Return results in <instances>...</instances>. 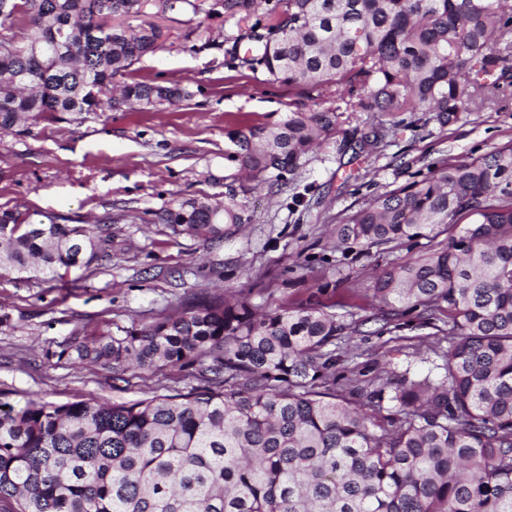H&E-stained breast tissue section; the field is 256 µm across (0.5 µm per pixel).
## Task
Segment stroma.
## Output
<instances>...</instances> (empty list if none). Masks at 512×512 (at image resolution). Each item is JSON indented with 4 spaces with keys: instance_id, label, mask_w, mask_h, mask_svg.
I'll return each instance as SVG.
<instances>
[{
    "instance_id": "35a3bbf8",
    "label": "stroma",
    "mask_w": 512,
    "mask_h": 512,
    "mask_svg": "<svg viewBox=\"0 0 512 512\" xmlns=\"http://www.w3.org/2000/svg\"><path fill=\"white\" fill-rule=\"evenodd\" d=\"M125 17L150 20L162 47L134 66L135 77L187 88L192 97L166 112H86L42 119L22 131H0V210L57 216L69 225L96 224L104 240L90 264L59 269L55 280L13 272L0 278V394L16 407L98 398L138 400L172 387L188 391L198 376L163 368L141 378L58 358L59 343L106 326H139L205 297L239 294L262 311L327 306L345 330L336 339L337 369L361 385L386 374L435 373L448 350V326L420 325L415 315L388 318L372 297L374 278L410 262L431 243L362 252L336 246L330 229L358 203L426 175L430 167L476 157L512 142V90L506 107L460 113L440 126L394 123L388 113H356L322 144L280 191L239 194L250 221L214 241L176 234L156 215L180 198L223 197L242 184L232 161L231 130L274 126L318 102L299 87L227 62L225 33H247L249 21L211 19L191 31L187 13ZM192 40H185V33ZM392 125L389 146L349 161L338 147L354 131Z\"/></svg>"
}]
</instances>
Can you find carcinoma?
Returning a JSON list of instances; mask_svg holds the SVG:
<instances>
[{
    "instance_id": "obj_1",
    "label": "carcinoma",
    "mask_w": 512,
    "mask_h": 512,
    "mask_svg": "<svg viewBox=\"0 0 512 512\" xmlns=\"http://www.w3.org/2000/svg\"><path fill=\"white\" fill-rule=\"evenodd\" d=\"M145 0H9L0 26V129L22 120L121 109L164 111L178 84L125 80L160 48L161 29L108 21ZM201 27L255 18L225 34L231 60L317 93L272 128L229 134L249 180L273 189L338 134L350 112H429L446 125L498 105L512 88L509 0H159ZM244 55H239L242 41ZM120 93L112 92L116 77ZM389 128L343 147L359 156ZM224 199L173 201L158 220L220 239L250 217ZM461 224L448 245L393 265L373 296L391 313L448 324L442 373L392 374L366 394L372 411L336 401L344 326L319 307L259 313L244 299L200 300L139 328L73 336L59 358L138 374L195 370L204 385L104 404L0 399V501L9 512H512V144L435 168L343 216L336 242L369 250ZM98 229L0 212V274L52 275L84 262ZM395 413L381 414V402Z\"/></svg>"
}]
</instances>
